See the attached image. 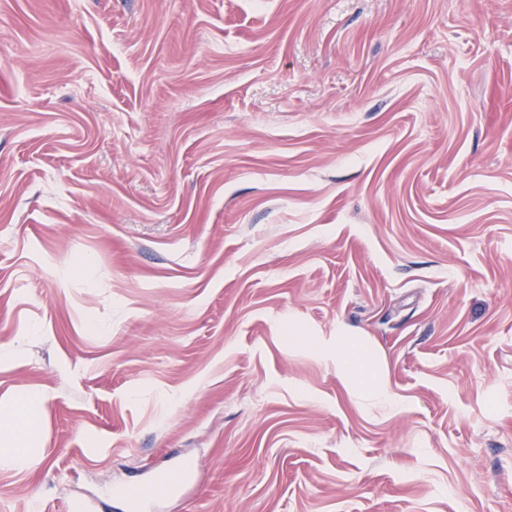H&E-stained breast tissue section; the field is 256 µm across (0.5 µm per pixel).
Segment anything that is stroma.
I'll use <instances>...</instances> for the list:
<instances>
[{
	"label": "stroma",
	"instance_id": "35a3bbf8",
	"mask_svg": "<svg viewBox=\"0 0 512 512\" xmlns=\"http://www.w3.org/2000/svg\"><path fill=\"white\" fill-rule=\"evenodd\" d=\"M1 349L0 512H512V0H0ZM39 420L34 408L20 412L17 408L0 409V458L9 459L21 454L28 445V429ZM195 465L186 462L174 469H163L156 476L140 481L131 492L132 511L148 512L156 503L172 496L192 480Z\"/></svg>",
	"mask_w": 512,
	"mask_h": 512
}]
</instances>
